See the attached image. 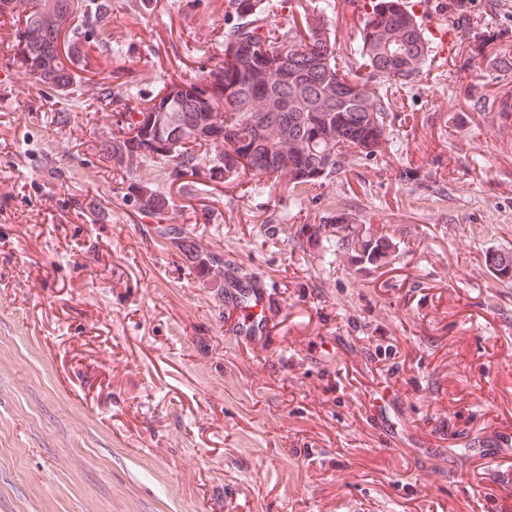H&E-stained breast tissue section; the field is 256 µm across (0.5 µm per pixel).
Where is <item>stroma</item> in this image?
I'll use <instances>...</instances> for the list:
<instances>
[{
  "instance_id": "obj_1",
  "label": "stroma",
  "mask_w": 512,
  "mask_h": 512,
  "mask_svg": "<svg viewBox=\"0 0 512 512\" xmlns=\"http://www.w3.org/2000/svg\"><path fill=\"white\" fill-rule=\"evenodd\" d=\"M319 2L258 0L259 16L281 33ZM432 2L447 44L391 92L380 152L315 186L249 172L181 188L162 161L142 167L172 198L161 221L273 292L287 337L248 345L93 153L113 114L223 63L228 0H112L65 124L0 26V512H512L493 479L512 434V282L485 263L512 254V121L494 110L512 0ZM364 3L323 16L338 67ZM343 210L388 236L390 265L332 260L324 218Z\"/></svg>"
}]
</instances>
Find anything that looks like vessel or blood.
Here are the masks:
<instances>
[{"label": "vessel or blood", "instance_id": "1", "mask_svg": "<svg viewBox=\"0 0 512 512\" xmlns=\"http://www.w3.org/2000/svg\"><path fill=\"white\" fill-rule=\"evenodd\" d=\"M269 302L265 283L257 278H242L226 284L224 307L231 311L225 334L238 343L262 339L269 334L264 308Z\"/></svg>", "mask_w": 512, "mask_h": 512}]
</instances>
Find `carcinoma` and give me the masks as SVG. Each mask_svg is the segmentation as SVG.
Wrapping results in <instances>:
<instances>
[{"label":"carcinoma","mask_w":512,"mask_h":512,"mask_svg":"<svg viewBox=\"0 0 512 512\" xmlns=\"http://www.w3.org/2000/svg\"><path fill=\"white\" fill-rule=\"evenodd\" d=\"M68 13L66 29L45 20L44 0H0V17L25 21L16 36L13 62L29 79L69 100L76 92L75 64L85 57L75 23V0H60ZM239 22L224 35V65L203 76L211 92L194 94L198 85L170 84L133 107L116 129L98 138L95 155L120 176L126 197L139 209L162 218L171 196L136 178L147 160L167 166L175 183L193 177L201 167L196 148L214 154L206 171L220 182L247 171L270 175L293 186L315 185L340 173L349 149L365 155L387 141L390 109L387 89L416 83L429 57L431 40L403 0H372L371 12L353 46L358 66L339 73L334 44L317 24L306 25L307 37L261 33L251 0H230ZM393 39L390 48L374 47ZM233 84L229 93L224 85ZM384 86L372 95L369 83ZM272 101L271 112L259 108ZM141 119H134V114ZM177 224L158 225L164 243L175 249L198 275L224 280V256L200 242L187 244ZM379 267L392 262V248L383 237L355 230L336 241V257ZM498 279H512V255L486 256Z\"/></svg>","instance_id":"carcinoma-1"}]
</instances>
